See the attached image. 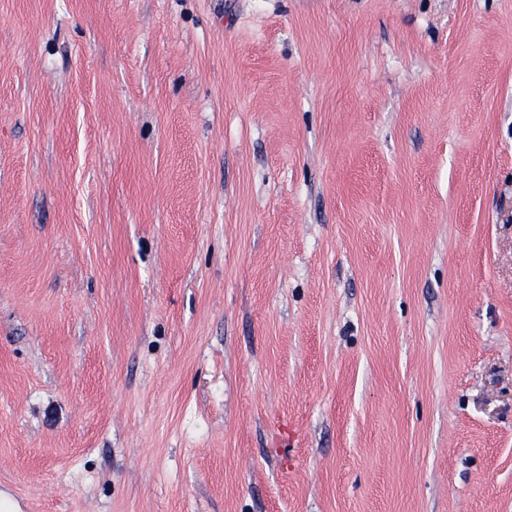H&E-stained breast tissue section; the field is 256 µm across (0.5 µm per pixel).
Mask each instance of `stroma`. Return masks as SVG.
I'll return each mask as SVG.
<instances>
[{
  "mask_svg": "<svg viewBox=\"0 0 512 512\" xmlns=\"http://www.w3.org/2000/svg\"><path fill=\"white\" fill-rule=\"evenodd\" d=\"M0 512H512V0H0Z\"/></svg>",
  "mask_w": 512,
  "mask_h": 512,
  "instance_id": "35a3bbf8",
  "label": "stroma"
}]
</instances>
